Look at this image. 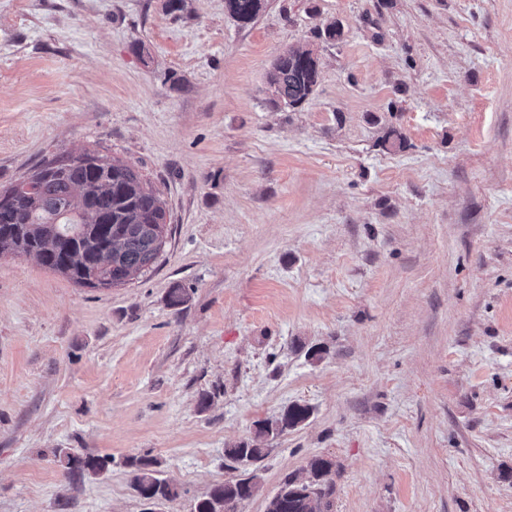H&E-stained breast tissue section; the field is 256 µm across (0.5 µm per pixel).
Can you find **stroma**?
Returning a JSON list of instances; mask_svg holds the SVG:
<instances>
[{
    "mask_svg": "<svg viewBox=\"0 0 512 512\" xmlns=\"http://www.w3.org/2000/svg\"><path fill=\"white\" fill-rule=\"evenodd\" d=\"M167 3L0 0V191L90 151L166 222L112 288L0 257V512H143L129 457L193 512L292 404L312 414L240 512L315 456L332 512H512V0H266L246 26ZM289 47L321 78L275 110ZM392 126L406 150L378 147ZM55 448L112 466L73 477ZM319 79L318 55L312 49L288 48L266 73L269 102L274 108L298 109L309 101ZM124 465L129 468L131 484L141 500L154 497L158 502L176 496L175 487L162 478L161 463L153 458H128Z\"/></svg>",
    "mask_w": 512,
    "mask_h": 512,
    "instance_id": "obj_1",
    "label": "stroma"
}]
</instances>
